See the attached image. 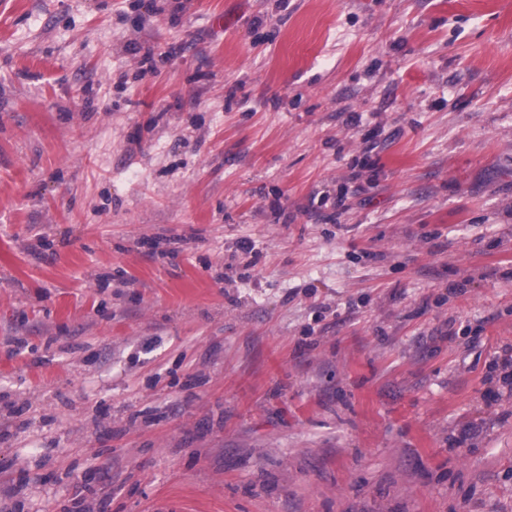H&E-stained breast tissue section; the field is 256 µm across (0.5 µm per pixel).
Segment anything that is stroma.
I'll use <instances>...</instances> for the list:
<instances>
[{
	"label": "stroma",
	"instance_id": "35a3bbf8",
	"mask_svg": "<svg viewBox=\"0 0 512 512\" xmlns=\"http://www.w3.org/2000/svg\"><path fill=\"white\" fill-rule=\"evenodd\" d=\"M510 344L512 0H0V512H512Z\"/></svg>",
	"mask_w": 512,
	"mask_h": 512
}]
</instances>
